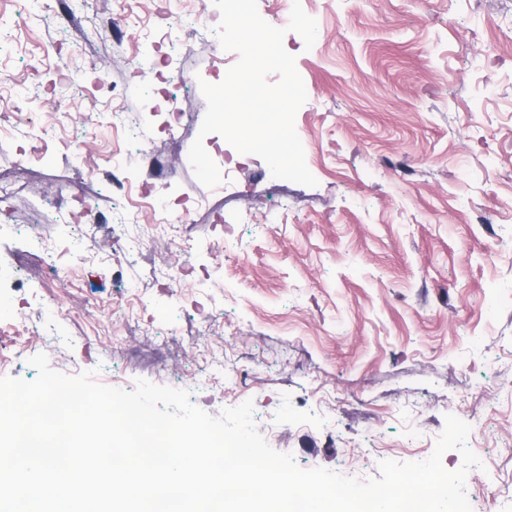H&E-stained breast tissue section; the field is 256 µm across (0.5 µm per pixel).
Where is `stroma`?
<instances>
[{
	"mask_svg": "<svg viewBox=\"0 0 512 512\" xmlns=\"http://www.w3.org/2000/svg\"><path fill=\"white\" fill-rule=\"evenodd\" d=\"M300 2L316 41L287 32L284 46L314 187L254 155L225 164L233 146L200 136L199 83L238 59L213 0H66L78 33L55 0H0V126L22 115L48 141L27 162L0 140L20 227L0 234V319L52 330L70 376L146 379L213 416L252 400L258 431L305 469L367 479L386 459L425 460L454 414L483 462L472 512H512V0ZM111 18L119 37L100 43ZM148 55L166 81L139 76ZM168 96L191 117L174 140L154 110ZM116 110L130 136H113ZM61 118L96 121L95 171L83 138L53 134ZM199 136L222 174L212 189L188 159ZM142 149L175 175H146ZM116 160L124 194L98 177ZM141 190L187 224L139 245L124 204ZM58 191L74 216L48 204ZM88 203L105 222L82 219ZM77 256L85 273L59 281Z\"/></svg>",
	"mask_w": 512,
	"mask_h": 512,
	"instance_id": "stroma-1",
	"label": "stroma"
}]
</instances>
